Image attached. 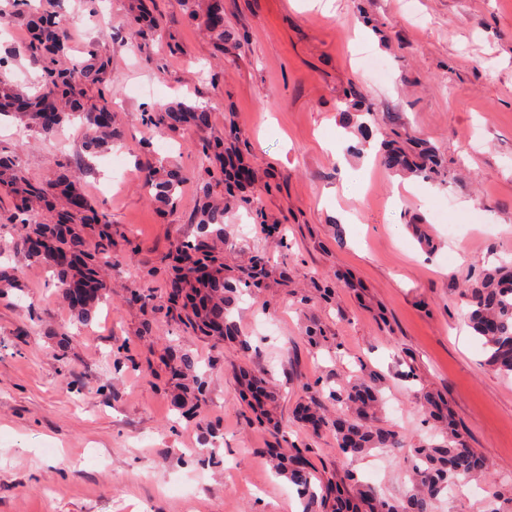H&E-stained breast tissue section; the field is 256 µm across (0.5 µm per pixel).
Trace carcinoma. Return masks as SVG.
Listing matches in <instances>:
<instances>
[{
	"label": "carcinoma",
	"instance_id": "cac0c4a2",
	"mask_svg": "<svg viewBox=\"0 0 512 512\" xmlns=\"http://www.w3.org/2000/svg\"><path fill=\"white\" fill-rule=\"evenodd\" d=\"M204 23L216 35L224 36V11L219 0H211ZM63 35L54 22L43 18L34 25L32 38L19 52L43 65L46 92L28 97L7 85H0V116H15L43 134L55 131L63 122V113H52L46 123V111L52 105L50 96L61 93L72 98L80 108L79 97L86 86L104 79V65L94 62L80 69L61 70L52 66L53 56L63 51ZM86 128L88 147L112 140V124L102 125L97 112L79 113ZM186 118L198 126L207 124V109L192 108L183 113L161 108L147 115L153 127L173 128L174 122ZM0 178L16 196L13 225L21 229V245L28 259L48 266L57 276L69 307L85 313L107 294L109 284L100 269L112 262V224L106 215H96L97 233L89 240L76 231L64 233L61 228L85 223V212L91 209L87 198L70 189L64 203L52 201L53 187L34 182L26 176L18 159L0 155ZM151 199L164 203L174 200L181 179L163 168L152 172L146 180ZM220 223L216 210L209 204L201 207L197 224L199 233L208 232V225ZM49 240L40 251L28 248L33 239ZM197 255V260L214 269L218 283L204 289L206 303L191 306V320L214 333L230 334L231 326L224 322V265L205 249L190 242L176 246L175 275L182 287L170 297L176 304L180 299L191 300L199 287L191 279L193 269L180 266L183 259ZM469 296V321L475 335L487 353L485 364L504 375H512V267L500 266L485 270L466 289ZM264 384L260 375L244 379L242 397L253 398L249 406L259 422H271L267 415L273 411L274 396L265 401L255 399V392ZM382 376L369 372L355 382L329 392L328 399L341 407L336 418L325 413L324 402L314 396L301 405L302 423L312 432L327 429L336 439L337 449L354 463L372 449L392 451L401 447L398 433L381 423L383 400L380 394ZM423 403L433 421L436 439L409 449L412 458L411 486L399 499L386 496L369 482L347 469L343 474L321 484L316 491L317 475L306 457L304 448H267L265 456L276 473L285 476L296 486L299 495L307 499V512H433L434 505L448 490L488 472V460L468 448L458 425L449 415L446 404L438 397L423 395Z\"/></svg>",
	"mask_w": 512,
	"mask_h": 512
}]
</instances>
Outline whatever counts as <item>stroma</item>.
Masks as SVG:
<instances>
[{
	"label": "stroma",
	"mask_w": 512,
	"mask_h": 512,
	"mask_svg": "<svg viewBox=\"0 0 512 512\" xmlns=\"http://www.w3.org/2000/svg\"><path fill=\"white\" fill-rule=\"evenodd\" d=\"M132 1L33 0L69 26L58 67L89 62L92 47L108 59L86 100H108L111 149L85 152L76 120L60 137L0 120V153L32 180L79 182L114 241L108 301L76 320L52 271L24 256L8 227L13 201L0 196V270L14 282L0 293V512H302L262 454L292 446L319 478L352 467L399 497L408 448L432 434L424 388L447 399L468 447L492 464L435 512H485L491 492L512 498V377L485 365L463 293L512 262V0H223L220 40L179 0H140L161 32L134 33ZM33 14L0 0L13 31L0 54L19 47ZM369 58L386 65L385 80L370 79ZM175 103L207 107L208 126L144 123ZM397 127L433 149L438 173L383 164L379 144ZM205 138L253 173L232 204L223 170L203 169L193 147ZM115 150L125 172L114 182ZM167 161L185 181L163 206L144 179ZM364 164L368 180L345 185L343 166ZM206 201L224 208V285L238 291L228 318L252 346L246 359L169 306L174 247L195 239ZM264 224L281 230L261 233ZM452 224L469 231L449 240ZM258 263L268 274L256 287ZM121 345L136 368L113 371ZM186 357L208 385L196 418L171 378ZM243 370L277 392L279 431L242 402ZM364 371L385 376L384 418L403 446L352 464L295 412Z\"/></svg>",
	"instance_id": "1"
}]
</instances>
